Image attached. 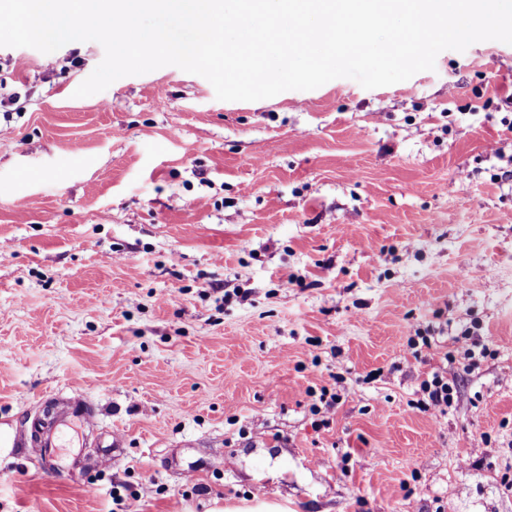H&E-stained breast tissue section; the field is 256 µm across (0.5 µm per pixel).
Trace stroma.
I'll use <instances>...</instances> for the list:
<instances>
[{"instance_id":"1","label":"stroma","mask_w":512,"mask_h":512,"mask_svg":"<svg viewBox=\"0 0 512 512\" xmlns=\"http://www.w3.org/2000/svg\"><path fill=\"white\" fill-rule=\"evenodd\" d=\"M103 58L0 47V512H512V45L369 90L221 101L167 65L75 97ZM475 342L448 412L413 408ZM70 397L95 426L32 447Z\"/></svg>"}]
</instances>
